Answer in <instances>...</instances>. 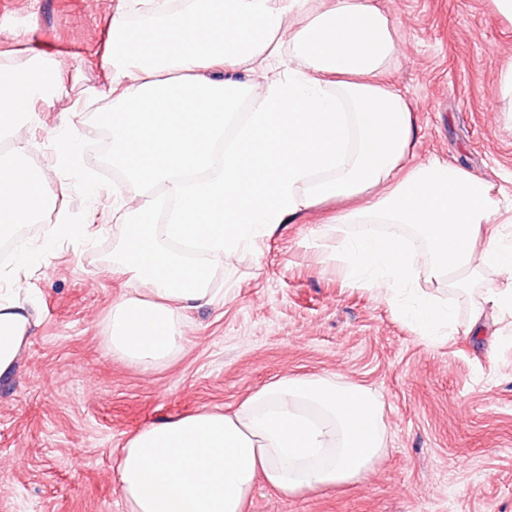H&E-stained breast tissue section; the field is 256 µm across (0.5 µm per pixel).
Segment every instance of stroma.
<instances>
[{"label":"stroma","instance_id":"35a3bbf8","mask_svg":"<svg viewBox=\"0 0 512 512\" xmlns=\"http://www.w3.org/2000/svg\"><path fill=\"white\" fill-rule=\"evenodd\" d=\"M395 28L386 74L416 128L414 162L437 157L512 194V122L498 78L512 64V21L490 0H373ZM117 0H0V26L31 31L68 83L35 139L81 90L100 86L98 53ZM56 203L86 225L59 242L22 285L39 324L14 372L0 378V512H129L114 459L137 431L197 409L231 411L271 380L329 375L374 392L388 445L360 479L286 496L256 483L244 512H512V317L493 336L418 335L375 291L346 283L332 245L338 203L302 211L262 246L212 267L218 302L187 311L181 349L144 370L113 355L112 304L134 295L107 261L119 227L112 195L129 181L101 175V193L67 180Z\"/></svg>","mask_w":512,"mask_h":512}]
</instances>
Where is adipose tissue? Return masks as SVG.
Returning a JSON list of instances; mask_svg holds the SVG:
<instances>
[{
  "label": "adipose tissue",
  "mask_w": 512,
  "mask_h": 512,
  "mask_svg": "<svg viewBox=\"0 0 512 512\" xmlns=\"http://www.w3.org/2000/svg\"><path fill=\"white\" fill-rule=\"evenodd\" d=\"M118 0L101 55L105 89L86 88L77 112L93 111L111 135L113 165L141 188L136 207L113 205L119 241L112 269L138 284L113 303L114 354L149 370L179 349L182 313L212 305L206 266L171 252L199 245L214 261L259 251L277 225L331 199L353 201L336 216L335 255L346 281L375 290L419 335L455 332L452 305L419 293V278L447 284L469 301L468 323L488 309L512 313V202L463 168L411 163L414 124L401 93L380 79L397 54L392 23L371 0ZM31 38L0 29V237L38 223L47 186L83 167L77 137L57 135L56 160H28L21 128L41 115L64 84L58 63L28 53ZM262 67L264 83L244 80ZM250 115L235 146L213 164L217 140L238 110ZM162 188L169 223H153L148 198ZM366 225L346 233L345 225ZM406 224L425 238L371 232ZM85 234L59 211L50 238L17 248L25 271L46 263L59 240ZM500 288L480 291L488 272ZM39 313L0 301V376L9 375ZM381 401L329 376H287L236 409L198 410L146 427L127 440L116 472L130 512H243L256 482L285 495L361 478L386 449Z\"/></svg>",
  "instance_id": "1"
}]
</instances>
